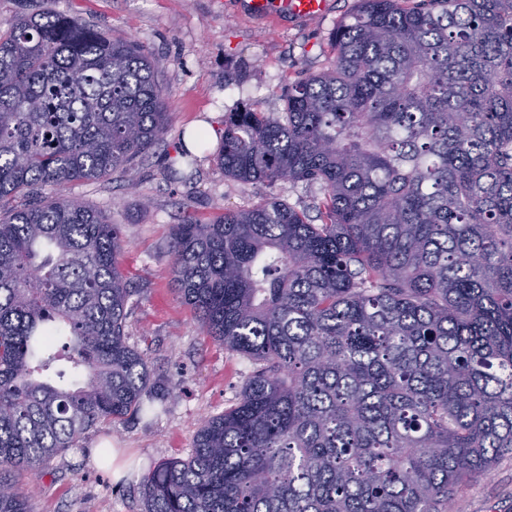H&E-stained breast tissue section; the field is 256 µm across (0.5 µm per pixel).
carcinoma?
Returning a JSON list of instances; mask_svg holds the SVG:
<instances>
[{"label": "carcinoma", "instance_id": "1", "mask_svg": "<svg viewBox=\"0 0 512 512\" xmlns=\"http://www.w3.org/2000/svg\"><path fill=\"white\" fill-rule=\"evenodd\" d=\"M329 68L247 106L214 155L320 185L169 228V274L253 364L145 512H449L512 453V0H361ZM158 60L73 16L0 35V512L105 422L165 410L127 341L120 225L47 189L125 172L167 133Z\"/></svg>", "mask_w": 512, "mask_h": 512}]
</instances>
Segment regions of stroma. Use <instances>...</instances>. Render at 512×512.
Returning a JSON list of instances; mask_svg holds the SVG:
<instances>
[{
  "label": "stroma",
  "mask_w": 512,
  "mask_h": 512,
  "mask_svg": "<svg viewBox=\"0 0 512 512\" xmlns=\"http://www.w3.org/2000/svg\"><path fill=\"white\" fill-rule=\"evenodd\" d=\"M358 8V0H330L322 18L273 27L243 15L239 0H0V34L20 17L49 9L141 42L160 62L171 112L164 139L129 171L63 190L121 227L127 242L122 267L134 290L126 334L148 358L156 385L169 390L166 409L98 425L40 478L17 475L32 512H144L139 485L151 464L188 457L200 423L236 404L252 364L207 336L177 298L169 277V227L188 215L206 222L270 197L301 210L322 191L302 183L234 181L209 148L198 153L191 178L171 174L167 162L191 124L223 125L230 112L255 101L262 111H284L289 84L329 67L332 35ZM104 444L119 450L123 476L101 465ZM452 510L512 512V454L463 482Z\"/></svg>",
  "instance_id": "stroma-1"
}]
</instances>
